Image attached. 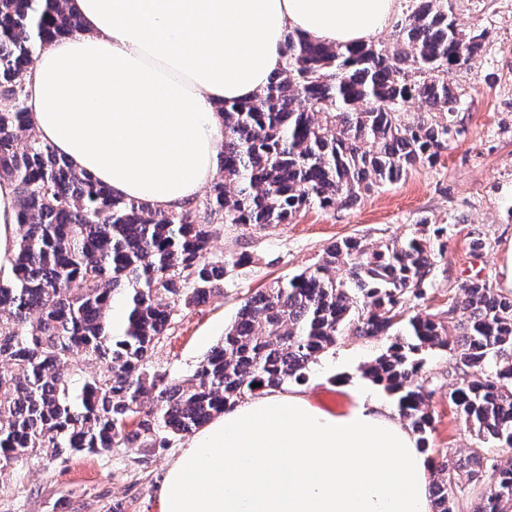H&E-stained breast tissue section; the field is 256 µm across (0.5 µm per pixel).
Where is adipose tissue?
I'll return each instance as SVG.
<instances>
[{"mask_svg":"<svg viewBox=\"0 0 512 512\" xmlns=\"http://www.w3.org/2000/svg\"><path fill=\"white\" fill-rule=\"evenodd\" d=\"M395 0H70L83 23L24 76L40 138L113 195L178 210L218 172V107L252 98L284 65L294 29L369 40ZM0 180V271L16 243ZM413 430L378 399L341 412L305 388L256 393L195 433L167 469L159 512H433Z\"/></svg>","mask_w":512,"mask_h":512,"instance_id":"1","label":"adipose tissue"}]
</instances>
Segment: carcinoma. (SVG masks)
<instances>
[{"mask_svg": "<svg viewBox=\"0 0 512 512\" xmlns=\"http://www.w3.org/2000/svg\"><path fill=\"white\" fill-rule=\"evenodd\" d=\"M393 45L325 44L284 35V66L254 98L223 105L219 174L198 205L226 224H286L316 205L354 206L374 188L435 163L460 95L448 73L485 36L459 28L444 0H412ZM81 24L67 0H0V178L14 183L17 240L0 276V473L37 453L160 448L194 433L260 389L303 384L347 336L384 337L363 376L396 396L429 449L426 350L463 373L448 398L480 440L432 462L434 512H512V293L460 285L446 317L406 314L446 246L443 226L418 224L398 242L349 237L311 268L248 297L192 376L151 370L176 308L224 286L228 261L210 251L195 210L160 211L113 196L40 139L21 76L37 49ZM423 105L417 119L406 108ZM125 312L112 330V311Z\"/></svg>", "mask_w": 512, "mask_h": 512, "instance_id": "cac0c4a2", "label": "carcinoma"}]
</instances>
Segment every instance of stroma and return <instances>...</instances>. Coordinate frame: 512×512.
<instances>
[{
    "label": "stroma",
    "instance_id": "obj_1",
    "mask_svg": "<svg viewBox=\"0 0 512 512\" xmlns=\"http://www.w3.org/2000/svg\"><path fill=\"white\" fill-rule=\"evenodd\" d=\"M461 27L486 33L481 54L451 71L449 83L461 96L448 148L432 166H420L394 184L375 188L354 207H310L292 223L266 226L211 225L215 254L248 255L246 265L224 280L206 303L179 308L168 334L151 358L153 371L172 379L190 377L206 352L224 336L245 299L286 281L315 264L327 246L347 237L373 244L409 236L420 221L446 227L447 250L439 259L422 300L409 312L447 316L460 285L482 279L504 290L502 258L512 248V0H450ZM481 249H473V241ZM386 339L349 336L313 365L306 385L314 405L339 412L349 404L337 377L362 387L367 397L394 398L382 386H362V368L383 353ZM434 423L429 457L467 454L477 439L455 413L448 390L459 379L446 352L423 355ZM185 438L161 448H117L107 454L38 455L0 473V512H159L163 473L182 452Z\"/></svg>",
    "mask_w": 512,
    "mask_h": 512
}]
</instances>
